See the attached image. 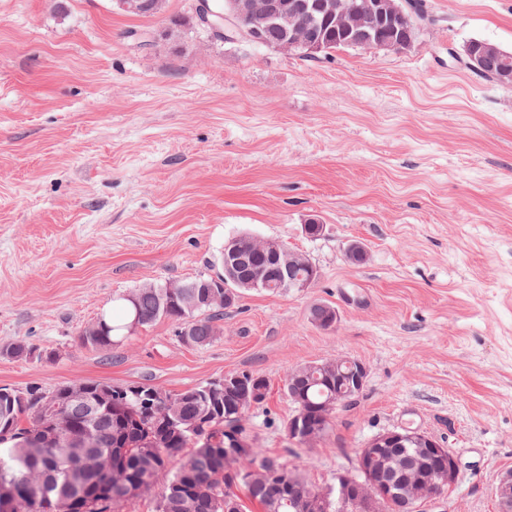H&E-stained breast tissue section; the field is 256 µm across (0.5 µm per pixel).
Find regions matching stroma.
<instances>
[{"mask_svg": "<svg viewBox=\"0 0 512 512\" xmlns=\"http://www.w3.org/2000/svg\"><path fill=\"white\" fill-rule=\"evenodd\" d=\"M117 0H0V386L106 381L171 393L233 373L270 383L248 444L285 453L296 367L339 356L367 383L296 461L322 486L374 434L427 431L461 463L421 512H497L512 471V86L448 61L483 39L512 50V0H425L434 24L405 50L306 60L167 31ZM147 31L149 45L133 42ZM321 237L305 232L309 220ZM239 232L282 241L319 270L303 293L242 295L217 340L165 320L109 351L84 328L146 282L218 270ZM360 244L366 258L345 252ZM335 306L333 329L310 310ZM0 354L17 359H35L37 361L51 360L56 357V353L41 350L26 337L17 338L6 347H1Z\"/></svg>", "mask_w": 512, "mask_h": 512, "instance_id": "stroma-1", "label": "stroma"}]
</instances>
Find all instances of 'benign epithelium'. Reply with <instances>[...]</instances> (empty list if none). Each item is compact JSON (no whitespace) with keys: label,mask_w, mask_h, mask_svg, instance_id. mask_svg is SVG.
I'll return each instance as SVG.
<instances>
[{"label":"benign epithelium","mask_w":512,"mask_h":512,"mask_svg":"<svg viewBox=\"0 0 512 512\" xmlns=\"http://www.w3.org/2000/svg\"><path fill=\"white\" fill-rule=\"evenodd\" d=\"M404 0H224L221 11L216 12L209 6V0L197 5L195 17L197 24L209 23V16L218 15L231 32L250 40L257 46L271 44L270 36L281 34L276 45L279 50L301 48L309 53L319 50L320 21L335 20L336 25L348 33L351 39L369 49L374 46V34L380 26L389 28L391 37L385 41L390 49H404L406 42L397 38V33L409 22L417 23L415 17L407 16L403 10ZM450 58L457 60L466 57L470 60L468 67L474 71H492L498 83L512 85V69L499 63V50L492 44L484 45L476 51L470 46L462 50H448ZM245 249L269 253L280 272L281 284L288 291L303 292L314 287V278L305 280L288 277V269L295 263L307 267L314 264L306 255L292 251L275 240H261L249 234L233 238L224 246V283H231L236 288H256L261 275L249 280L240 277L239 255ZM304 370L334 371L340 381H349L350 392L360 391L368 379L366 366L349 357H337L322 362L310 363ZM288 437L292 440L300 437L308 447L314 446L327 433L325 426L310 432L305 428L301 417L288 421ZM411 443L419 448H428L439 454H448L447 467L427 477L409 474L393 484H382L378 480L383 462V450ZM459 474V463L453 453L446 452L440 442L429 433L418 428L405 426L385 430L372 436L357 451L356 470L336 474L338 490L337 502L341 510L347 512H380L382 501L397 498L404 503L403 512H418L422 503L438 497V490L452 487ZM494 497L498 512H512V472L503 474L494 487ZM328 507L325 496L312 492L299 500L303 512L315 508Z\"/></svg>","instance_id":"7a95c632"}]
</instances>
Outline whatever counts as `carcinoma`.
I'll list each match as a JSON object with an SVG mask.
<instances>
[{"label": "carcinoma", "mask_w": 512, "mask_h": 512, "mask_svg": "<svg viewBox=\"0 0 512 512\" xmlns=\"http://www.w3.org/2000/svg\"><path fill=\"white\" fill-rule=\"evenodd\" d=\"M321 53L348 47L332 25L320 28ZM266 270L261 291L280 293L279 272L264 256L251 258ZM224 294V274H203L170 288L168 283H146L120 296L116 312L96 319L99 332L80 336L83 346L108 350L128 334L133 321L147 327L164 319L177 336L192 345L211 342L220 333L224 307L211 302ZM191 325L193 335L183 334ZM0 354L17 359L51 360L56 353L43 351L25 337ZM242 386L224 393L220 401L207 394L205 383L179 393H161L148 383L112 385L85 383L82 398H72L63 388L43 393L0 388V481L16 493H0V512H70L78 493L102 487L100 497H87L79 512H112L130 504L155 487L164 470L170 479L159 492L157 512H246L238 489L258 502L263 512H297L288 490L277 480L252 481L253 471L266 475H291L294 493L318 490L303 470L277 456H260L256 450L243 458L224 454L225 434L245 432L249 411L269 392L268 380L257 374L243 375ZM338 382L326 373L296 377L284 382V392L294 414L320 416L322 403L336 394ZM61 432L60 444L34 446L36 436Z\"/></svg>", "instance_id": "1"}]
</instances>
